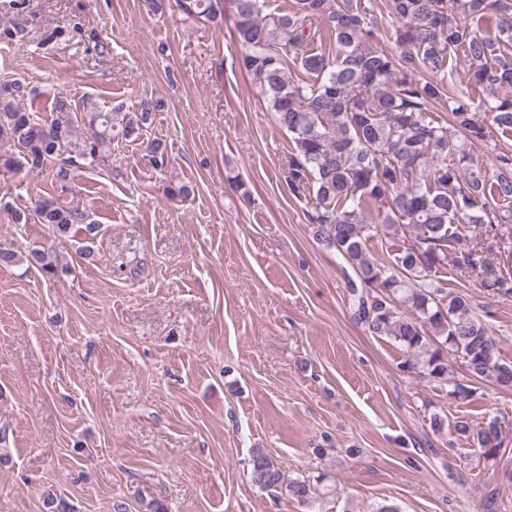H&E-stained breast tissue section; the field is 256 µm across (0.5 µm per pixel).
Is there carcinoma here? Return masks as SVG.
I'll return each mask as SVG.
<instances>
[{
  "instance_id": "1",
  "label": "carcinoma",
  "mask_w": 512,
  "mask_h": 512,
  "mask_svg": "<svg viewBox=\"0 0 512 512\" xmlns=\"http://www.w3.org/2000/svg\"><path fill=\"white\" fill-rule=\"evenodd\" d=\"M190 19L212 21L224 0H176ZM267 0H232L238 65L260 90L279 126L290 134L289 194L311 201L314 237L353 269V317L372 336L399 345L429 381L451 385L463 403L473 384L490 380L512 388V362L469 291H450L440 273L453 267L494 298H512V151L494 145L512 132V0H292L266 11ZM388 19L383 24L382 19ZM327 32L333 55L314 51ZM463 56L465 76L453 60ZM307 79L295 81L290 69ZM482 93L474 102L471 89ZM27 84L0 85V141L11 152L4 169L39 170L53 160L112 167V128L139 137L140 125L116 112L73 111L55 99L48 121L25 107ZM448 102L441 121L431 106ZM482 145L491 162L473 153ZM67 187L38 200L35 216L59 236L86 224L68 201ZM377 213H372V206ZM376 236L402 244L382 260L368 244ZM26 261L54 276L51 248L22 256L0 244V267ZM461 359L467 377L450 378L448 356ZM512 431L497 414L482 423L457 420L454 433L486 459ZM252 479L266 490L286 488L302 507L319 500L307 478L285 480L265 452L252 457ZM484 512H512L498 488L485 495Z\"/></svg>"
}]
</instances>
